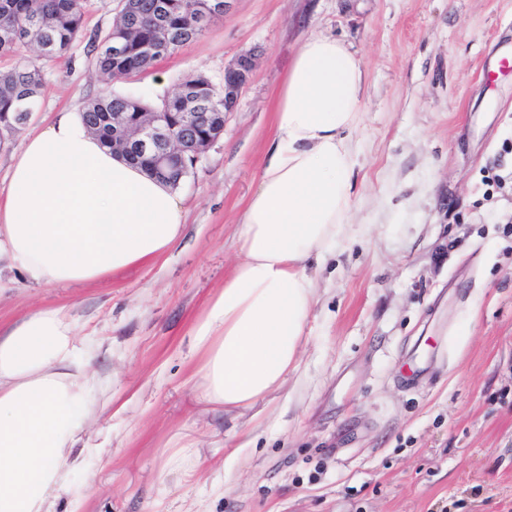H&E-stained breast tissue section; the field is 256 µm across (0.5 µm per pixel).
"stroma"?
<instances>
[{
    "label": "stroma",
    "mask_w": 512,
    "mask_h": 512,
    "mask_svg": "<svg viewBox=\"0 0 512 512\" xmlns=\"http://www.w3.org/2000/svg\"><path fill=\"white\" fill-rule=\"evenodd\" d=\"M118 0L50 62L29 121L0 135V192L25 140L106 84L89 50ZM368 75L357 228L317 290L297 370L254 408L208 411L192 328L238 261L280 84L312 34ZM512 0H233L195 41L115 92L156 99L256 67L223 136L179 187L182 240L82 284L0 261V331L62 308L95 373L96 417L55 512H512Z\"/></svg>",
    "instance_id": "35a3bbf8"
}]
</instances>
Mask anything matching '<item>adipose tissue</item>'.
<instances>
[{
	"label": "adipose tissue",
	"mask_w": 512,
	"mask_h": 512,
	"mask_svg": "<svg viewBox=\"0 0 512 512\" xmlns=\"http://www.w3.org/2000/svg\"><path fill=\"white\" fill-rule=\"evenodd\" d=\"M366 72L344 41L309 37L292 59L274 140L236 234L241 256L192 330L201 402L244 410L296 371L319 275L352 232ZM181 198L64 115L24 144L0 199V255L43 284L95 281L180 240ZM68 313L0 335V512H53L93 421L98 380L76 369Z\"/></svg>",
	"instance_id": "ef3b65f1"
}]
</instances>
